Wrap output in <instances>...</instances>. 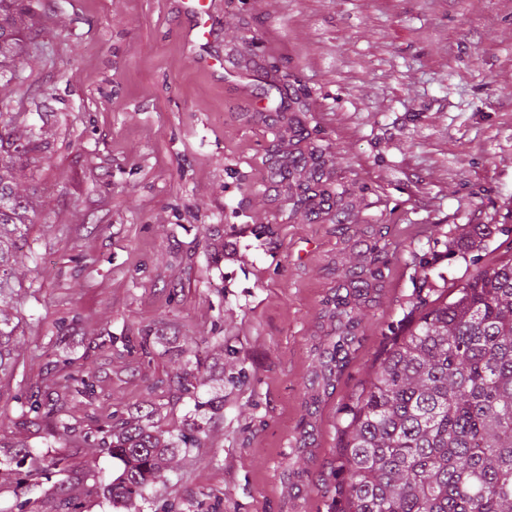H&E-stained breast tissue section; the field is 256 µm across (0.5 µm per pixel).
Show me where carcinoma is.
<instances>
[{
  "label": "carcinoma",
  "mask_w": 512,
  "mask_h": 512,
  "mask_svg": "<svg viewBox=\"0 0 512 512\" xmlns=\"http://www.w3.org/2000/svg\"><path fill=\"white\" fill-rule=\"evenodd\" d=\"M36 15L28 0H0V78L16 77L32 49ZM42 140L0 133V300L11 295L23 226L36 201L18 189V160ZM378 268L351 272L336 315L347 331L325 348L341 375L354 337L352 301ZM412 329L396 336L351 404L336 494L346 512H512V258L479 268L447 298L419 301ZM11 318L0 308V373L10 359ZM172 442L133 418L99 447L124 463L114 503L142 495L170 463ZM28 473L0 468V479L27 488Z\"/></svg>",
  "instance_id": "carcinoma-1"
}]
</instances>
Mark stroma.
I'll use <instances>...</instances> for the list:
<instances>
[{"label":"stroma","instance_id":"35a3bbf8","mask_svg":"<svg viewBox=\"0 0 512 512\" xmlns=\"http://www.w3.org/2000/svg\"><path fill=\"white\" fill-rule=\"evenodd\" d=\"M211 2L218 73L193 63L180 0H32L34 46L0 90L48 142L20 162L39 208L0 376V460L57 461L29 482L35 512L73 484L78 512H125L103 491L124 465L94 443L142 413L196 441L135 512H342L345 404L419 298L475 273L476 228L512 225V0ZM316 145L343 212L293 207L276 176ZM378 254L326 381L334 300ZM350 332H342L339 336H336V340L331 341L325 348V356L328 359L325 365L328 369L329 375H332V371L336 368V379L341 375L346 360L350 353V347L353 343L354 336Z\"/></svg>","mask_w":512,"mask_h":512}]
</instances>
